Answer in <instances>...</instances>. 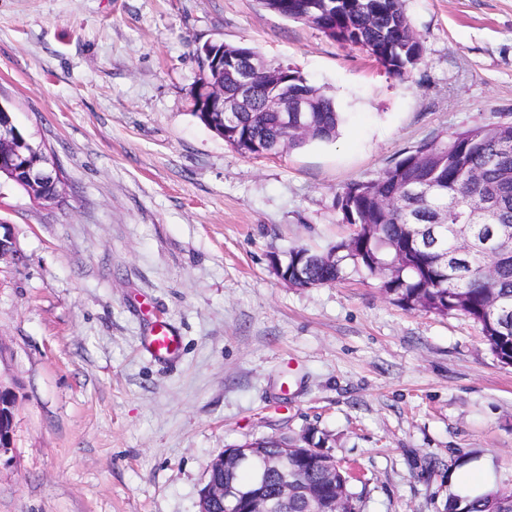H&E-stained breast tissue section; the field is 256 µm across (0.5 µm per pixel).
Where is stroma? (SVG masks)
I'll list each match as a JSON object with an SVG mask.
<instances>
[{
    "label": "stroma",
    "mask_w": 512,
    "mask_h": 512,
    "mask_svg": "<svg viewBox=\"0 0 512 512\" xmlns=\"http://www.w3.org/2000/svg\"><path fill=\"white\" fill-rule=\"evenodd\" d=\"M407 80L260 0H0V104L52 151L59 204L0 181V385L16 396L0 512H199L210 460L328 437L360 512H444L484 460L512 487V366L461 314L379 278L296 288L273 256L349 236L336 194L420 143L512 122V0H403ZM296 67L331 142L244 155L192 114L206 43ZM176 358L144 353L156 322Z\"/></svg>",
    "instance_id": "1"
}]
</instances>
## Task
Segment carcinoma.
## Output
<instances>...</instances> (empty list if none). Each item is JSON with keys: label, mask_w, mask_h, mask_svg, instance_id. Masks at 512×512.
Instances as JSON below:
<instances>
[{"label": "carcinoma", "mask_w": 512, "mask_h": 512, "mask_svg": "<svg viewBox=\"0 0 512 512\" xmlns=\"http://www.w3.org/2000/svg\"><path fill=\"white\" fill-rule=\"evenodd\" d=\"M280 15L304 17V22L329 38L353 47L374 48L376 61L390 76L403 81L422 59L423 48L406 16L402 0H260ZM192 91L193 115L224 136L236 151L251 155L254 145L276 142L287 149L310 140L336 136L340 116L330 97L292 71L288 99L312 95V111L305 113L307 130L284 127L266 111L268 87L255 81L249 111L236 117L223 133L224 113L201 104V83H224V97L234 96V84L199 67ZM342 221L360 227L347 241L320 253L307 247L288 250L283 264L298 271L301 288L344 280L351 272L383 277L384 290L410 309L435 315L463 314L481 326L490 352L512 365V254L497 250L499 225L512 227V123L498 122L458 130L433 139L382 170L377 177L351 183L336 195ZM327 442L310 433L296 442L262 438L242 444L255 454L253 469L240 468L233 476L241 487L253 486V470L288 447V471L296 486L279 505L281 512H359L361 495L350 490L348 468L317 449ZM512 512V489L498 488L471 501L452 494L445 512Z\"/></svg>", "instance_id": "1"}]
</instances>
